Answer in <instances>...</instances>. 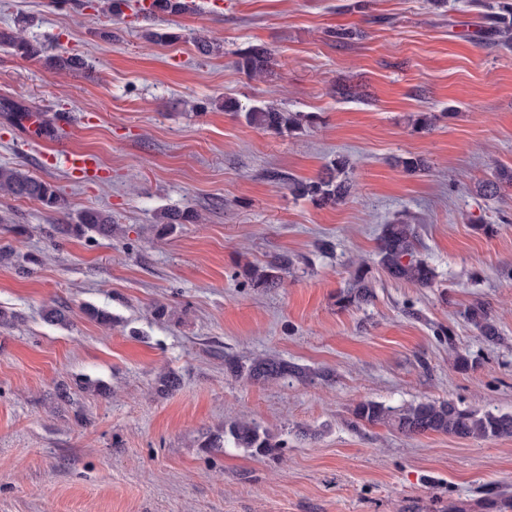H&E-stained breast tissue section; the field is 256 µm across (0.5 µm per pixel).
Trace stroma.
Wrapping results in <instances>:
<instances>
[{
	"label": "stroma",
	"mask_w": 512,
	"mask_h": 512,
	"mask_svg": "<svg viewBox=\"0 0 512 512\" xmlns=\"http://www.w3.org/2000/svg\"><path fill=\"white\" fill-rule=\"evenodd\" d=\"M86 0H0V28H19L82 70L0 48V165L60 187L63 212L0 196V512H494L512 492V438H413L354 425L363 400L402 407L454 400L512 413V188L495 199L476 182L512 166V46L480 33L475 0H196L201 10L147 20L106 17ZM353 26L347 44L330 29ZM176 32V42L149 32ZM220 41L204 56L192 38ZM252 44L271 73L236 66ZM361 83L370 104L336 98ZM272 100L315 115L293 133L249 125L224 102ZM72 115L70 147L103 172L73 180L43 154L52 137L6 107ZM417 112L437 120L416 132ZM422 156L408 174L395 157ZM350 156L355 193L333 206L294 197L289 179ZM190 208L202 221L158 236L155 214ZM87 208L112 213L111 238L51 230ZM413 224L433 287L388 278L373 260L383 224ZM288 253L303 266L282 287L256 288L244 263ZM33 256L30 275L17 262ZM371 261L373 300L341 308L348 263ZM482 300L503 339L486 342L459 315ZM168 307L165 318L156 305ZM61 308L66 322L46 321ZM111 319H92L90 309ZM452 326L470 366L448 361ZM278 356L311 378L250 385L225 355ZM174 370L180 385L159 392ZM283 439L277 459L224 442L233 420Z\"/></svg>",
	"instance_id": "1"
}]
</instances>
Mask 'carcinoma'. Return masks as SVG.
Returning a JSON list of instances; mask_svg holds the SVG:
<instances>
[{
	"label": "carcinoma",
	"mask_w": 512,
	"mask_h": 512,
	"mask_svg": "<svg viewBox=\"0 0 512 512\" xmlns=\"http://www.w3.org/2000/svg\"><path fill=\"white\" fill-rule=\"evenodd\" d=\"M192 0H149L141 11L154 20H163L189 10ZM485 8L482 19L487 38L503 45H512V0H495L481 4ZM0 46L27 58L44 60L54 73L82 69L85 61L66 52L48 53L40 44L32 43L10 29H0ZM271 49L264 45H251L241 51L237 66L252 78H262L271 63ZM336 95L345 100H358L364 96L362 86L350 81L336 85ZM224 109L245 113L248 123L274 134L292 133L313 123L314 116L302 112H288L272 104L244 106L238 101L224 102ZM395 165L407 173L425 169L426 162L415 155L396 158ZM351 162L337 156L332 167L314 179H292L291 192L320 205H335L352 193ZM512 186V167H496L492 177L475 184V192L484 197L496 198L505 187ZM0 193L16 199L39 202L46 210L56 213L62 208L59 189L51 182L31 175L22 167L0 166ZM201 216L189 208H167L155 215L159 234L164 235L175 224L198 223ZM115 221L112 214L100 209H85L78 213L73 224H61L59 229L68 235L82 237L95 234L112 236ZM417 236L412 225L403 221L383 225L377 244V263L388 277L417 288L432 287L435 274L431 266L417 255ZM297 259L279 253L265 263H248L243 268L244 277L258 288H277L284 276L291 273ZM374 282L369 277V267L363 262L350 264V282L345 293L339 296L342 307L366 304L374 298ZM463 319L480 336L489 342L502 340L498 323L490 308L482 301H475L461 312ZM224 372L250 384H269L288 379H304L312 375L310 369L283 358L258 356L249 360L226 355ZM353 415L358 423L385 425L407 437L427 433H441L461 439L495 440L512 437V413L493 412L463 407L453 400L420 401L405 408H394L381 402H358ZM224 434L237 448H242L255 458L276 455L284 442L248 419L231 423Z\"/></svg>",
	"instance_id": "carcinoma-1"
}]
</instances>
